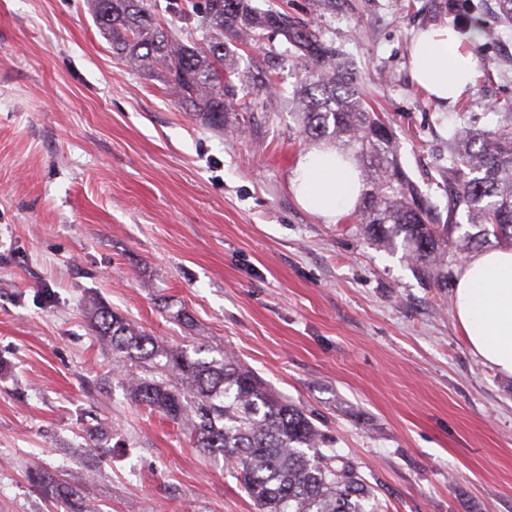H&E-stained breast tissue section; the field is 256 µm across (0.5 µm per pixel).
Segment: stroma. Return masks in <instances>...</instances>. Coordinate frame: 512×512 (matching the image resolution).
Instances as JSON below:
<instances>
[{"mask_svg":"<svg viewBox=\"0 0 512 512\" xmlns=\"http://www.w3.org/2000/svg\"><path fill=\"white\" fill-rule=\"evenodd\" d=\"M311 3L255 0L342 49L417 183L461 104L487 130L512 102L497 0ZM475 11L493 33L475 86L436 102L410 78L411 38ZM234 57L273 66L280 90L248 94L229 135L117 63L91 0H0V512H257L183 424L127 398L93 297L166 345L232 351L359 464L382 512H512V377L473 355L451 293L401 251L297 204L292 45L268 33Z\"/></svg>","mask_w":512,"mask_h":512,"instance_id":"1","label":"stroma"}]
</instances>
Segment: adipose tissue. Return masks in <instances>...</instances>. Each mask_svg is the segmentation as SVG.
<instances>
[{
    "mask_svg": "<svg viewBox=\"0 0 512 512\" xmlns=\"http://www.w3.org/2000/svg\"><path fill=\"white\" fill-rule=\"evenodd\" d=\"M476 36L448 28L419 32L411 53L417 85L439 101L458 97L476 81L477 62L466 42ZM292 191L299 205L324 223H338L360 196V172L336 148L320 144L296 159ZM454 316L472 353L512 376V247L473 254L459 268Z\"/></svg>",
    "mask_w": 512,
    "mask_h": 512,
    "instance_id": "ef3b65f1",
    "label": "adipose tissue"
}]
</instances>
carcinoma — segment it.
<instances>
[{
	"mask_svg": "<svg viewBox=\"0 0 512 512\" xmlns=\"http://www.w3.org/2000/svg\"><path fill=\"white\" fill-rule=\"evenodd\" d=\"M117 61L158 66L185 109L224 127L234 87L230 46L264 32L282 35L306 73L292 99L301 132L328 139L363 172L357 223L371 244L400 248L418 278L446 290L456 256L512 241V103L495 105V128L465 120L448 138L441 180L422 187L405 171L390 123L341 68V51L308 21L252 0H202V43L183 41L156 18L151 0H93ZM466 216L462 230L458 215ZM462 234L455 235V232ZM89 326L112 348L126 394L137 405L189 426L196 447L222 457L258 512H378L358 464L326 446L298 407L268 389L226 351L169 347L121 313L92 301Z\"/></svg>",
	"mask_w": 512,
	"mask_h": 512,
	"instance_id": "obj_1",
	"label": "carcinoma"
}]
</instances>
